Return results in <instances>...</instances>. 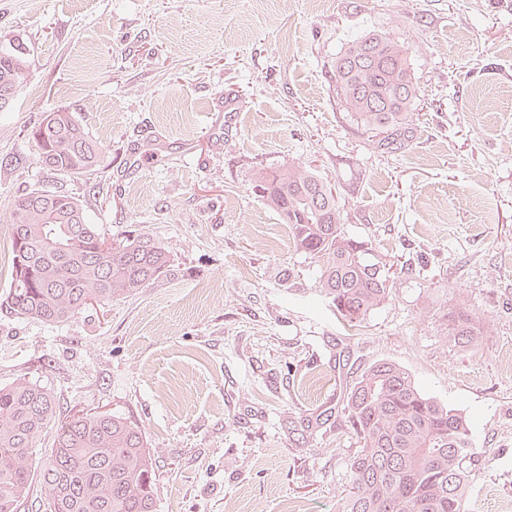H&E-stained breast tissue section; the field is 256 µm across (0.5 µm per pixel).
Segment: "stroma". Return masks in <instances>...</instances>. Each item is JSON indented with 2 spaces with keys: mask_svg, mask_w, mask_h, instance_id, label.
Returning <instances> with one entry per match:
<instances>
[{
  "mask_svg": "<svg viewBox=\"0 0 512 512\" xmlns=\"http://www.w3.org/2000/svg\"><path fill=\"white\" fill-rule=\"evenodd\" d=\"M376 31L420 90L405 147L380 153L332 77ZM28 77L0 112V295L9 212L40 189L78 196L117 238L171 257L135 297L60 325L0 311V386L26 378L64 411L122 412L155 455L156 512H336L361 443L346 394L371 363L406 367L460 409L479 459L467 512H512V0H0V47ZM242 110L215 137L225 85ZM65 109L102 149L92 175L42 169L31 130ZM315 168L343 230L390 268V297L348 323L253 190ZM466 308L484 336L448 342ZM329 414L306 448L288 419Z\"/></svg>",
  "mask_w": 512,
  "mask_h": 512,
  "instance_id": "35a3bbf8",
  "label": "stroma"
}]
</instances>
